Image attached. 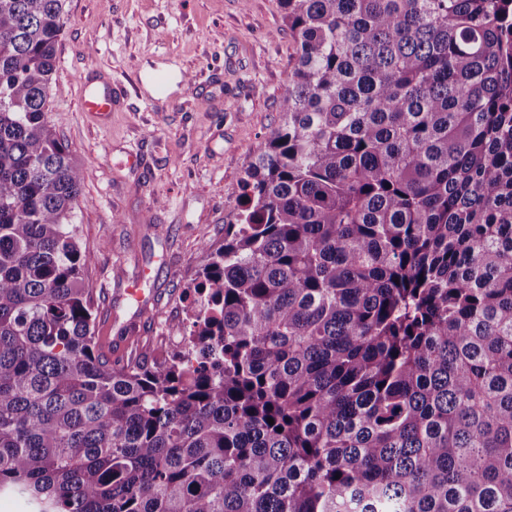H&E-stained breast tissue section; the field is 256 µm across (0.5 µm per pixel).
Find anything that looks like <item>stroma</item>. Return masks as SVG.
I'll return each instance as SVG.
<instances>
[{"label": "stroma", "mask_w": 512, "mask_h": 512, "mask_svg": "<svg viewBox=\"0 0 512 512\" xmlns=\"http://www.w3.org/2000/svg\"><path fill=\"white\" fill-rule=\"evenodd\" d=\"M296 43L279 0H66L48 120L82 171L75 222L86 282L116 358L166 346L224 241L257 145L280 125ZM119 81L103 125L81 110L88 77ZM139 282L146 298L126 293Z\"/></svg>", "instance_id": "obj_1"}]
</instances>
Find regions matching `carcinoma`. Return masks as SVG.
<instances>
[{
  "instance_id": "1",
  "label": "carcinoma",
  "mask_w": 512,
  "mask_h": 512,
  "mask_svg": "<svg viewBox=\"0 0 512 512\" xmlns=\"http://www.w3.org/2000/svg\"><path fill=\"white\" fill-rule=\"evenodd\" d=\"M65 2L0 0V494L512 512V0H279L284 120L192 330L115 362L47 117Z\"/></svg>"
}]
</instances>
